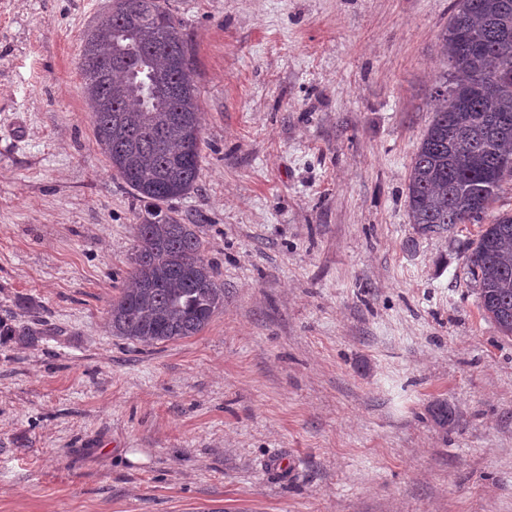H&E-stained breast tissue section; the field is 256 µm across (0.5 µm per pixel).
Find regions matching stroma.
Segmentation results:
<instances>
[{"mask_svg":"<svg viewBox=\"0 0 512 512\" xmlns=\"http://www.w3.org/2000/svg\"><path fill=\"white\" fill-rule=\"evenodd\" d=\"M453 0H167L197 74L224 306L110 335L141 204L95 141L111 0H0V512H512V338L406 185ZM445 404L456 422L431 410ZM289 460L288 471L270 459Z\"/></svg>","mask_w":512,"mask_h":512,"instance_id":"stroma-1","label":"stroma"}]
</instances>
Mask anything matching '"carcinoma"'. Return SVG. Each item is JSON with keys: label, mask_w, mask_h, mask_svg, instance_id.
<instances>
[{"label": "carcinoma", "mask_w": 512, "mask_h": 512, "mask_svg": "<svg viewBox=\"0 0 512 512\" xmlns=\"http://www.w3.org/2000/svg\"><path fill=\"white\" fill-rule=\"evenodd\" d=\"M440 42L455 76L435 88L406 191L410 222L429 234L481 221L512 173V0H454ZM81 68L97 145L144 203L112 335L147 345L195 336L224 306V283L196 225L167 208L200 174L202 110L181 23L163 0H113L85 37ZM465 265L485 317L512 336V213L483 225Z\"/></svg>", "instance_id": "cac0c4a2"}]
</instances>
